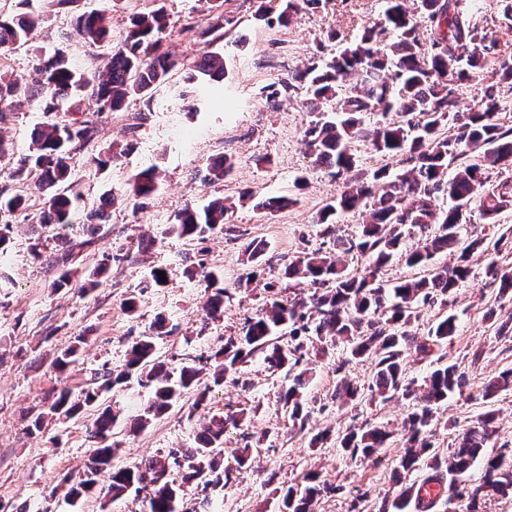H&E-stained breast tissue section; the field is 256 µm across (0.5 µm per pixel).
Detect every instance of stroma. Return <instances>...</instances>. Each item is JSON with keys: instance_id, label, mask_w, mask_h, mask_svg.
Masks as SVG:
<instances>
[{"instance_id": "1", "label": "stroma", "mask_w": 512, "mask_h": 512, "mask_svg": "<svg viewBox=\"0 0 512 512\" xmlns=\"http://www.w3.org/2000/svg\"><path fill=\"white\" fill-rule=\"evenodd\" d=\"M260 3L275 14L281 0H225L224 12L234 20L221 43L227 74L208 106L190 113L183 111L181 95L189 68L204 44L187 40L179 31L201 20V4L199 0H172L167 6L170 21L163 44L178 65L156 92L144 131L135 138L128 133L131 113L144 108L141 100L129 101L126 111L102 115L96 141L74 155L71 168L84 192L85 210L96 208L109 190H122L133 174L154 165L160 169L161 187L146 208L137 209L131 199L115 204L107 223L100 227L95 246L80 256L78 266L83 270L93 269L102 251L121 257L96 290L86 294L72 287L52 292L55 272L32 258L25 215H8L17 231L6 253L13 282L0 288V512H143V494L132 491L113 501L100 484L75 502L50 497V486L81 466L95 446L88 416L49 425L40 433L27 431L29 418L48 409L53 392L67 381L53 365L55 353L83 337L87 343L79 355L80 368L104 363L121 366L129 335L148 330L162 314L176 330L157 338L160 360L176 366L188 356L210 355L223 346L226 337L238 334L245 317L266 300L262 283L246 289L236 286L244 270L247 243L265 242L270 278L277 277L290 260L321 247L318 216L341 185L327 170L312 167L304 153L310 114L302 96L282 100L274 108L265 97L270 84L329 53L333 47L330 31L351 40L363 24L379 21L384 2L323 0L320 8L301 13L285 27L256 23L253 14ZM101 5V0H77L58 8L50 0H0V12L17 15L33 10L42 16L37 38L9 52L5 74L33 75L38 56L58 51L65 52L76 69H88V48L63 39L62 34L69 30L75 14ZM43 120L39 105L16 107L0 122V135L12 142L16 156L26 155L32 146V131ZM110 146L122 150V157L107 169H98L95 157ZM218 155L233 157L235 169L224 181L212 182L206 177V167ZM301 173L306 186L300 190L294 180ZM270 196H292L296 202L274 212L257 208V201ZM221 198L233 203L226 221L238 227L237 240H226L217 233L200 245L165 235L167 224L186 206L200 207ZM485 264V259H475L470 278L449 296L447 306L422 307L412 325L414 331L423 333L442 315L450 313L459 319L458 334L443 352L465 371L467 385L463 395L449 399L443 413L448 425L437 428L432 437L442 453L484 411L480 398L484 382L512 366V356L497 338L499 322L512 318V299L497 297L486 288ZM155 266L171 269L167 287H146ZM211 270L223 273L224 285L232 289L233 296L224 304L223 320L208 325L202 305L205 274ZM134 292L140 302L137 316L132 317L123 301ZM341 355L335 349L312 356L305 389L312 413L303 431L294 428L281 409L280 395L289 386L287 376L268 370L259 356L242 368L241 384L228 381L212 389L207 409L195 408L194 394H186L138 433L131 432L128 421L142 412L148 392L135 384L114 389L107 402L121 409L124 421L112 432V441L119 446L112 466L129 467L171 448L193 446L206 414L244 408L248 411L246 426L258 443L251 462L238 466L234 455L240 432L232 428L225 433L224 462L233 468L231 480L205 494L216 512H276L280 491L300 484L309 472L338 487L337 492L321 497L316 512H351L354 498L366 490L371 496L365 506L368 512H376L382 498L391 493V472L401 452L400 442L363 464L330 444L311 449L309 438L326 427L367 424L396 431L407 406L395 398L336 407L331 397ZM205 495L195 483L185 484L183 512H195Z\"/></svg>"}]
</instances>
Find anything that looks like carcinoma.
<instances>
[{"mask_svg":"<svg viewBox=\"0 0 512 512\" xmlns=\"http://www.w3.org/2000/svg\"><path fill=\"white\" fill-rule=\"evenodd\" d=\"M322 0H282L276 18L261 9L255 19L267 24L289 25L302 11L315 10ZM410 8L407 0H386L383 18L362 28L351 42H341L336 54L312 60L288 78L270 86L267 100L273 106L281 97L301 90L303 104L312 115L305 132L307 154L316 167H325L342 184V190L327 203L319 216L322 235L332 241L333 249H316L285 266L281 277L264 287L294 290L286 302L274 301L245 318L238 336H230L224 347L210 357L211 378L220 385L238 366L255 355L263 356L268 368L285 371L292 385L281 395L282 409L293 425L304 426L310 417L304 398L303 378L308 372L309 356L314 351L343 347L353 359L368 358L372 365L371 381L360 385L342 375L345 363L336 373L334 399L338 405L371 404L402 395L413 411L408 416L407 433L396 468L398 495L383 501L378 512H479L478 503L486 497L512 499V456L500 452L494 456L486 449L496 435V410L482 412L475 425L465 430L448 453L437 452L429 441L440 406L448 397L462 393L464 374L459 366L437 359V366L420 386L406 381L407 364L412 357L427 359L453 343L457 318L448 314L418 334L411 324L425 305H448L453 293L471 275L472 258L494 252L512 256V239L500 235L463 239L461 226L467 214L478 208L486 224H494L498 215L512 208V125L498 118L504 91L512 92V53L499 48L491 28L480 23L477 0H416ZM209 4L206 26L188 24L182 34L190 40L198 32L224 37V25L232 19L221 5ZM167 0H152V6L134 13L121 39L112 43L110 8L84 11L64 37L89 48L111 46L105 57L91 55L95 66L93 78L75 69L69 59L56 52L39 58L37 78L16 76L0 78V103H37L49 115L32 133L30 154L16 157L11 143L0 136V175L16 182L19 189L0 190V214L29 209L26 181L36 177L35 187L42 206L35 221L27 225L30 252L36 260L47 261L56 276L49 285L57 292L71 287L73 279L83 278L82 291L96 288L100 275L122 257L104 251L92 270L80 271L76 256L95 245L93 237L68 238L53 252L42 251V237L71 224L82 194L72 179L73 155L93 142L97 120L85 116V99L94 101V114L121 112L127 101L141 100L151 109L154 93L176 66L175 59L162 50L160 35L168 28ZM40 15L28 13L18 19L0 13V50L26 45L37 37ZM388 47L385 53L379 46ZM224 77V53L207 50L192 65L191 87L182 94L185 108L196 110L197 94ZM483 83L481 97L474 107H460V91L473 80ZM67 104L69 118L54 117L58 106ZM397 121L388 119L390 114ZM366 114L381 116L371 128L363 126ZM366 141L370 149L383 155L397 156L402 165L392 175L380 170L373 183L364 181L356 170V159L349 143ZM483 152L484 162H467L470 154ZM235 162L222 155L210 160L207 177L222 181L233 172ZM454 167L453 176L448 168ZM497 171L498 181L491 182L490 172ZM129 194L146 207L159 187V169H144L128 182ZM120 197L108 193L99 207L90 211V230L108 221V209ZM448 200V206L440 204ZM230 206L213 200L203 207L189 206L168 225L167 233L190 241L205 242L214 233L229 239L239 237L235 226L225 222ZM339 211L357 212L362 218L357 237L337 234L334 216ZM424 235L421 246L408 247L406 238ZM266 246L252 240L245 247L247 268L237 288H247L265 271ZM458 253L453 266L436 267L432 259L442 252ZM356 252L366 263L350 272L340 254ZM426 274L393 285L382 278V269L394 257ZM207 296L203 305L205 321L218 322L224 317V298L228 289L219 276L206 274ZM485 283L500 296L512 297V267L492 258L485 266ZM168 319L159 314L151 328L131 337L124 366L115 370L105 364L86 370L77 381L57 391L45 412L32 417L28 432H42L50 417L73 419L90 411L95 416L92 437L100 445L82 466L63 477L51 489V496L80 499L92 490L98 476L110 469L107 495L116 500L130 489L146 491L147 512H180L183 483L195 481L208 487L230 480L224 466V434L228 427L240 428L245 420L242 410L228 409L211 417L195 437L190 448H171L162 456L112 469L117 449L109 439L119 421L120 411L103 402L112 389L130 379L150 391L142 413L131 421L137 430L165 414L189 391L197 387L203 368L198 358H190L171 367L155 356V337L170 335ZM85 339L78 338L61 349L55 368L66 373L77 363ZM512 389V368L489 378L481 391L490 404L501 392ZM391 432L384 427H348L331 433L325 430L311 437L309 447L321 448L332 441L351 458L371 461L388 444ZM482 462V486L479 496L467 490L463 476L476 462ZM330 490L317 473H309L302 487H290L283 494L279 512H315L321 496Z\"/></svg>","mask_w":512,"mask_h":512,"instance_id":"cac0c4a2","label":"carcinoma"}]
</instances>
